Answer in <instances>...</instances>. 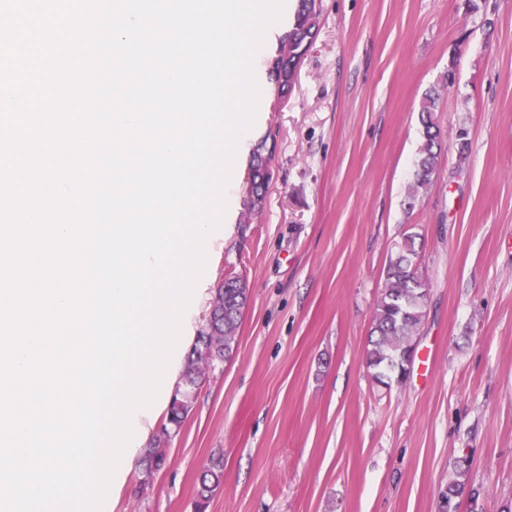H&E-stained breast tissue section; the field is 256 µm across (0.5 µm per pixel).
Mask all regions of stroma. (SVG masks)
Segmentation results:
<instances>
[{
	"instance_id": "35a3bbf8",
	"label": "stroma",
	"mask_w": 512,
	"mask_h": 512,
	"mask_svg": "<svg viewBox=\"0 0 512 512\" xmlns=\"http://www.w3.org/2000/svg\"><path fill=\"white\" fill-rule=\"evenodd\" d=\"M317 33L279 98L272 62L252 143H276L251 223L249 156L233 176L201 287L244 277L233 358L206 374L152 478L134 466L104 512H435L468 458L480 512L512 499V0H318ZM455 82L443 86L447 69ZM439 89L442 161L414 207L418 114ZM468 132L460 147L458 129ZM414 234L429 301L404 385L365 362L385 269ZM224 482V463L221 458L213 459L198 477L195 512H205L215 490Z\"/></svg>"
}]
</instances>
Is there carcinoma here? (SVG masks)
Segmentation results:
<instances>
[{"label": "carcinoma", "instance_id": "cac0c4a2", "mask_svg": "<svg viewBox=\"0 0 512 512\" xmlns=\"http://www.w3.org/2000/svg\"><path fill=\"white\" fill-rule=\"evenodd\" d=\"M317 0H299L295 24L281 46L274 62L273 72L278 92L295 74V66L305 54L302 50L307 35L316 30ZM440 93L432 89L426 93L419 120L423 128L422 141L415 162L413 182L407 196V206L413 207L420 192L427 190L441 162V130L435 112ZM263 141L252 153L248 182L247 212L244 223H250L265 202L267 185L264 182L265 166L272 160ZM414 236L406 235L395 256L389 260L385 284L377 301L365 359L375 370L374 378L390 385L401 383L407 354L414 348V338L423 325L427 311L428 290L414 262ZM248 301V288L237 287L232 279L224 280L215 289L210 302L206 323L199 330L191 348L188 364L175 387L176 393L168 402L165 424L150 447L142 455L143 473L147 476L160 469L164 463L162 446L177 434L194 405L195 392L205 372L230 360L234 354L237 332ZM469 461L461 459L454 465V475L441 489L438 512H460L462 502L476 510L481 489L469 476ZM224 482V463L214 459L198 477L195 512H206L215 490Z\"/></svg>", "mask_w": 512, "mask_h": 512}]
</instances>
